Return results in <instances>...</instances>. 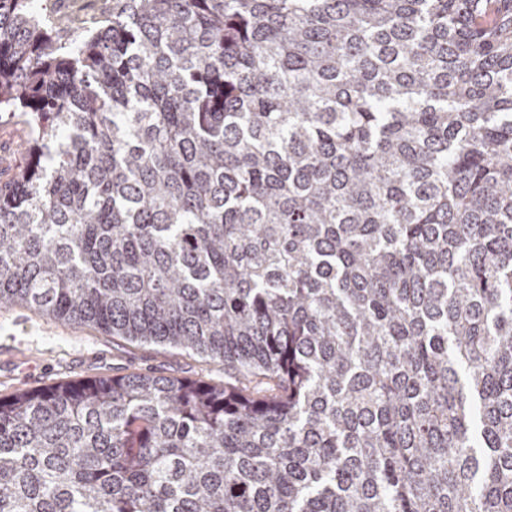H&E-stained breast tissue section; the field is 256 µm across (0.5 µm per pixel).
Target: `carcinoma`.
Returning <instances> with one entry per match:
<instances>
[{
    "instance_id": "cac0c4a2",
    "label": "carcinoma",
    "mask_w": 512,
    "mask_h": 512,
    "mask_svg": "<svg viewBox=\"0 0 512 512\" xmlns=\"http://www.w3.org/2000/svg\"><path fill=\"white\" fill-rule=\"evenodd\" d=\"M0 0V308L193 353L0 399V512H512V0ZM19 135L16 125L0 122V181H7L14 172L19 161Z\"/></svg>"
}]
</instances>
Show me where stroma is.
<instances>
[{
    "label": "stroma",
    "mask_w": 512,
    "mask_h": 512,
    "mask_svg": "<svg viewBox=\"0 0 512 512\" xmlns=\"http://www.w3.org/2000/svg\"><path fill=\"white\" fill-rule=\"evenodd\" d=\"M132 372L214 383L224 380L223 369L191 353L132 343L25 307L0 309V398L72 380L116 378Z\"/></svg>",
    "instance_id": "1"
}]
</instances>
